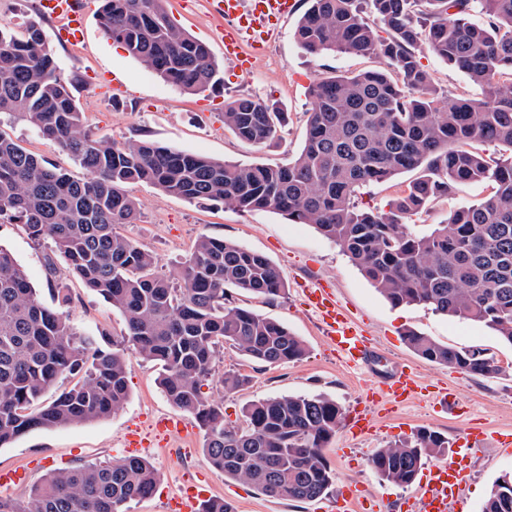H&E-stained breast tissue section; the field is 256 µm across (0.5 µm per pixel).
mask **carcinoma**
Here are the masks:
<instances>
[{"label":"carcinoma","instance_id":"obj_1","mask_svg":"<svg viewBox=\"0 0 512 512\" xmlns=\"http://www.w3.org/2000/svg\"><path fill=\"white\" fill-rule=\"evenodd\" d=\"M309 2L294 31L306 54L382 55L401 82L365 71L314 83L304 145L286 165L219 160L147 138L95 139L42 27L32 22L20 37L0 28V116L28 122L85 172L74 179L0 133V224L51 240L85 287L121 312L127 341L163 365L167 399L204 431L213 469L295 501L331 489L324 450L342 407L323 395L259 399L245 406L241 425L229 427L204 391L226 343L257 362L306 356L286 326L228 298L227 289L238 288L274 300L286 291L284 278L264 255L208 235L196 240L178 278H169L153 253L118 231L140 218L128 185L146 182L190 203L312 224L390 303L481 323L512 345V0ZM97 20L108 38L184 93L223 82L208 47L170 17L164 0H100ZM425 49L464 72L482 97L443 96L420 62ZM280 120L258 98L224 105V125L256 145L275 137ZM471 143H496L511 154L488 158L465 149ZM415 169L389 209L356 205L361 187ZM474 182L491 183L492 195L428 233L405 224ZM71 304L61 284L52 305L44 304L0 246V448L34 430L105 418L128 397L124 355L76 331ZM404 339L430 362L485 378L502 372L483 349L450 347L414 330ZM68 376L79 380L56 392ZM447 449L446 437L422 428L378 449L370 463L381 479L408 487ZM157 481L144 458L82 465L48 474L26 501L0 496V512H124ZM482 512H512V473L497 479Z\"/></svg>","mask_w":512,"mask_h":512}]
</instances>
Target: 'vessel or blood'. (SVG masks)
<instances>
[{
	"label": "vessel or blood",
	"mask_w": 512,
	"mask_h": 512,
	"mask_svg": "<svg viewBox=\"0 0 512 512\" xmlns=\"http://www.w3.org/2000/svg\"><path fill=\"white\" fill-rule=\"evenodd\" d=\"M212 11L219 18L218 37L239 76L253 72V63L271 40L280 34L283 24L298 8V0H211ZM43 13L56 23L59 42L80 41L84 31L87 0H41ZM307 307L319 322L328 344L334 347L340 361L364 373H372L374 347L368 337L339 307L330 288L308 284L303 288ZM423 387L408 366H400L367 391V400L385 409L416 399ZM188 423L181 418L162 416L147 429L127 433L126 452L136 454L148 447L154 438H171L186 434ZM468 438L462 437L451 448L450 462L427 469L418 482L417 498L411 512H450V500L463 479L468 456ZM202 491L189 485L168 502L169 512H201Z\"/></svg>",
	"instance_id": "b4317fda"
}]
</instances>
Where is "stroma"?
Segmentation results:
<instances>
[{
	"label": "stroma",
	"instance_id": "obj_1",
	"mask_svg": "<svg viewBox=\"0 0 512 512\" xmlns=\"http://www.w3.org/2000/svg\"><path fill=\"white\" fill-rule=\"evenodd\" d=\"M99 5V0H89L80 43L66 46L55 41L51 47L61 71L77 78L73 94L87 130L109 141L146 136L177 150L216 159L282 165L293 160L303 145L311 109L309 88L315 79L387 66L379 56L328 52L312 58L298 47L294 39L296 23L291 20L258 60L250 77L228 78L217 91L191 95L164 82L108 39L96 22ZM165 7L186 31L209 47L216 62H223L224 50L216 37L208 0H197L190 11L182 8L180 0H165ZM421 62L444 94L481 96V89L462 71L438 57L425 53ZM98 70L113 72L121 79L125 88L121 99L86 82L87 72ZM242 96L261 98L286 117L276 139L265 146L238 138L224 124L225 101ZM0 133L73 176H81L73 159L57 144L40 138L32 126L4 121ZM129 191L140 204L141 216L137 223L122 225L121 230L154 253L166 275L176 276L180 261L198 237L206 234L267 256L288 284L287 293L271 302L236 289L231 292L236 304L287 326L304 341L307 355L298 362L266 364L247 360L235 348L225 347L215 366L216 376L238 371L250 378L240 391L225 393L214 388L213 397L223 405L225 423L241 424L242 409L249 401L282 395L322 394L346 410L360 403L364 381L326 346L315 315L302 303L299 283L303 280L332 285L337 301L372 338L384 366L395 362L412 365L422 382L457 389L465 409L460 415L449 416L436 412L431 399L421 396L381 417L378 429L367 437L352 438L346 427H339L326 450L335 474L333 487L323 497L305 501L272 497L215 471L203 453L204 434L193 424L186 441H166L146 452V459L157 471L158 484L151 495L127 503L126 512H165L167 499L191 483L205 484L212 497L230 503L234 512H332L337 496L349 484L359 486L363 496L380 503L383 512H406L410 488L383 481L373 471L370 459L380 448L412 439L421 428L437 430L451 440L469 429L479 432L480 439L466 461L467 471L454 512H482L496 480L512 472V452L504 451L498 442L500 435L512 432L511 345L481 324L438 315L419 306L391 305L349 261L343 249L312 225L294 224L270 211L204 209L145 183L131 185ZM491 192L486 183L461 185L452 196L435 202L428 212L418 216L414 229L424 232L431 225L445 223L450 212L479 202ZM0 246L14 254L43 303L51 301V279L68 284L73 298L69 317L78 332L94 335L103 330L110 341L122 342L126 333L122 314L84 288L63 257H55L54 270H47V247L31 240L19 224H0ZM408 329L452 347L487 349L507 370L487 379L428 362L404 341L403 333ZM125 356L129 396L111 416L37 430L0 448V470L24 466L30 471L27 486L9 490V497H26L30 486L39 484L51 471L121 459L122 440L128 430L145 427L156 416L174 413V406L158 384L160 365L130 349Z\"/></svg>",
	"mask_w": 512,
	"mask_h": 512
}]
</instances>
